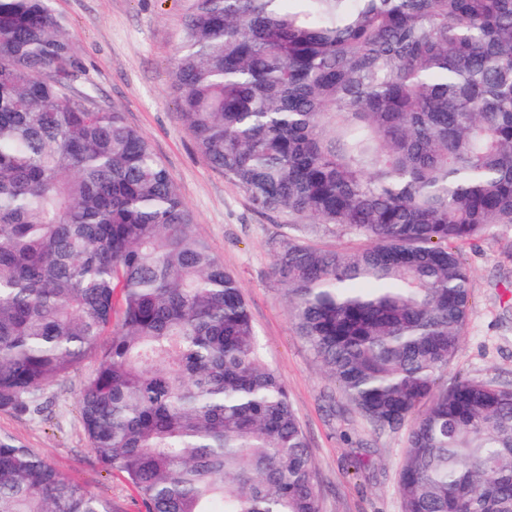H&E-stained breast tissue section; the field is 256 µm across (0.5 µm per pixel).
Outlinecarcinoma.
Segmentation results:
<instances>
[{"label":"carcinoma","mask_w":512,"mask_h":512,"mask_svg":"<svg viewBox=\"0 0 512 512\" xmlns=\"http://www.w3.org/2000/svg\"><path fill=\"white\" fill-rule=\"evenodd\" d=\"M75 68L49 0H0V410L40 412L92 355L83 429L144 512H320L238 279ZM170 80L203 159L287 229L273 274L322 371L374 427L411 423L403 512H512V387L439 382L457 244L512 227V0H191ZM0 512L110 510L0 436Z\"/></svg>","instance_id":"cac0c4a2"}]
</instances>
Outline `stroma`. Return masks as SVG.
<instances>
[{"mask_svg": "<svg viewBox=\"0 0 512 512\" xmlns=\"http://www.w3.org/2000/svg\"><path fill=\"white\" fill-rule=\"evenodd\" d=\"M77 59L74 87L117 107L149 139L205 238L237 277L266 362L285 382L307 436L321 512H402L399 479L407 429L375 430L296 335L283 290L271 275L282 229L208 165L184 125L170 87V62L189 0H51ZM471 302L461 347L441 376L512 386V227L463 242ZM87 359L43 390L42 413L0 410V436L44 455L65 477L104 498L111 512H141L132 487L98 461L76 408Z\"/></svg>", "mask_w": 512, "mask_h": 512, "instance_id": "1", "label": "stroma"}]
</instances>
